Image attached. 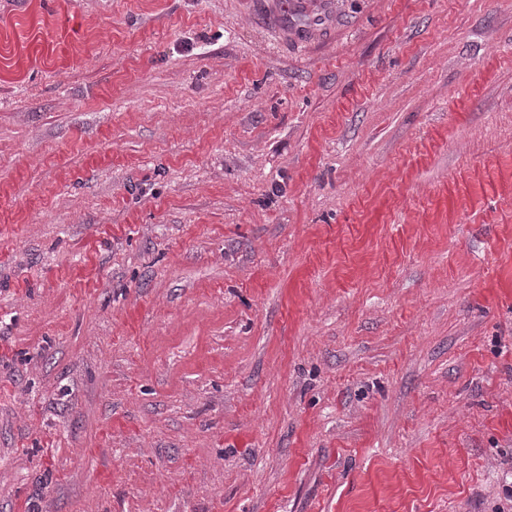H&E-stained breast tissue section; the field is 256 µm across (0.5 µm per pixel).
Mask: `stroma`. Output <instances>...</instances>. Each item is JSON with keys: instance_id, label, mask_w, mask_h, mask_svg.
<instances>
[{"instance_id": "35a3bbf8", "label": "stroma", "mask_w": 512, "mask_h": 512, "mask_svg": "<svg viewBox=\"0 0 512 512\" xmlns=\"http://www.w3.org/2000/svg\"><path fill=\"white\" fill-rule=\"evenodd\" d=\"M0 512H512V0H0Z\"/></svg>"}]
</instances>
